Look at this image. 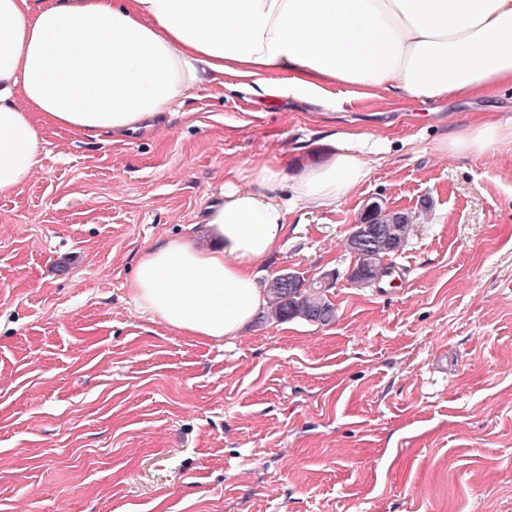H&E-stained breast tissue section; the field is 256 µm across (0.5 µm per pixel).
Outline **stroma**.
Here are the masks:
<instances>
[{
  "label": "stroma",
  "instance_id": "stroma-1",
  "mask_svg": "<svg viewBox=\"0 0 512 512\" xmlns=\"http://www.w3.org/2000/svg\"><path fill=\"white\" fill-rule=\"evenodd\" d=\"M485 112L512 92L325 112L207 82L120 142L46 126L0 197V512H512V142L434 149ZM351 128L383 147L368 179L291 211L257 265L335 272V322L202 341L137 308L145 248L210 247L225 171L319 162ZM373 201L416 217L382 294L345 247Z\"/></svg>",
  "mask_w": 512,
  "mask_h": 512
}]
</instances>
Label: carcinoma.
<instances>
[{"instance_id": "cac0c4a2", "label": "carcinoma", "mask_w": 512, "mask_h": 512, "mask_svg": "<svg viewBox=\"0 0 512 512\" xmlns=\"http://www.w3.org/2000/svg\"><path fill=\"white\" fill-rule=\"evenodd\" d=\"M368 231L353 229L347 250L354 258L350 281L358 286L371 283L383 267V259L402 250L413 231L414 215L387 210L381 205L364 217ZM267 317L278 322L303 320L328 325L336 319V308L316 279L307 280L296 271L285 270L263 282Z\"/></svg>"}]
</instances>
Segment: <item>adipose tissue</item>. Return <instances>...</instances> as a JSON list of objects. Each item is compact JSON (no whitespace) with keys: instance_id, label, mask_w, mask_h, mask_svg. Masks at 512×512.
<instances>
[{"instance_id":"1","label":"adipose tissue","mask_w":512,"mask_h":512,"mask_svg":"<svg viewBox=\"0 0 512 512\" xmlns=\"http://www.w3.org/2000/svg\"><path fill=\"white\" fill-rule=\"evenodd\" d=\"M221 79L327 111L339 85L353 105L488 98L512 89V0H0V196L33 176L43 123L122 137ZM350 140L295 173L275 159L230 170L204 218L212 247L155 243L131 282L136 306L181 336H236L264 303L256 265L291 205L335 206L371 174L373 151ZM511 140L512 121L490 120L435 149L482 157Z\"/></svg>"}]
</instances>
